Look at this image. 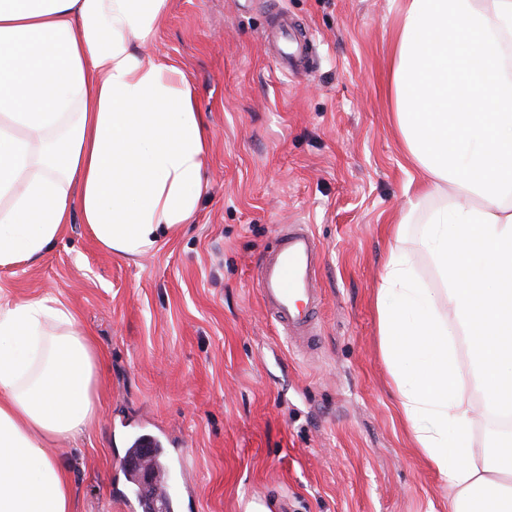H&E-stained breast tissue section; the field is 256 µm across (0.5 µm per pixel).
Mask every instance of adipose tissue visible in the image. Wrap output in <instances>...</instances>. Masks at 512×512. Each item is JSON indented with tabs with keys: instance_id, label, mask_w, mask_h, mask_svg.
<instances>
[{
	"instance_id": "adipose-tissue-1",
	"label": "adipose tissue",
	"mask_w": 512,
	"mask_h": 512,
	"mask_svg": "<svg viewBox=\"0 0 512 512\" xmlns=\"http://www.w3.org/2000/svg\"><path fill=\"white\" fill-rule=\"evenodd\" d=\"M171 0H0V269L40 259L79 212L125 257L190 223L210 135L194 88L147 49ZM512 0H401L392 48L394 126L426 191L392 230L418 225L446 286L389 257L376 291L382 347L417 448L452 494L512 512V431L486 461L455 455L472 387L512 418ZM452 189L465 203L442 200ZM448 307L469 367L448 349ZM95 342L56 294L0 292V512H76L49 446L100 414Z\"/></svg>"
}]
</instances>
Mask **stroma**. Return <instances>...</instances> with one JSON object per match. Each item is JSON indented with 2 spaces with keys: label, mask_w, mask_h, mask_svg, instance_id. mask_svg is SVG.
Listing matches in <instances>:
<instances>
[{
  "label": "stroma",
  "mask_w": 512,
  "mask_h": 512,
  "mask_svg": "<svg viewBox=\"0 0 512 512\" xmlns=\"http://www.w3.org/2000/svg\"><path fill=\"white\" fill-rule=\"evenodd\" d=\"M400 0H172L149 52L190 79L210 128L193 223L136 257L106 253L72 216L38 262L0 270L17 299L53 292L100 353L101 416L62 441L79 512H129L124 457L142 433L188 491L173 512H452L415 448L378 333L390 249L427 288L445 282L389 232L418 172L392 122L386 73ZM296 22L299 75L265 41ZM282 224L323 250L313 347L289 341L256 278ZM458 455L484 457L500 419L468 394Z\"/></svg>",
  "instance_id": "stroma-1"
}]
</instances>
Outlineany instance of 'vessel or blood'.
Here are the masks:
<instances>
[{
  "instance_id": "b4317fda",
  "label": "vessel or blood",
  "mask_w": 512,
  "mask_h": 512,
  "mask_svg": "<svg viewBox=\"0 0 512 512\" xmlns=\"http://www.w3.org/2000/svg\"><path fill=\"white\" fill-rule=\"evenodd\" d=\"M296 31L287 15H279L267 32L269 42L280 45L278 63L286 70L303 66L302 50L288 51ZM322 248L309 225H282L264 257L258 274V290L264 307L288 328L289 335L312 336L313 321L321 303L316 272Z\"/></svg>"
}]
</instances>
